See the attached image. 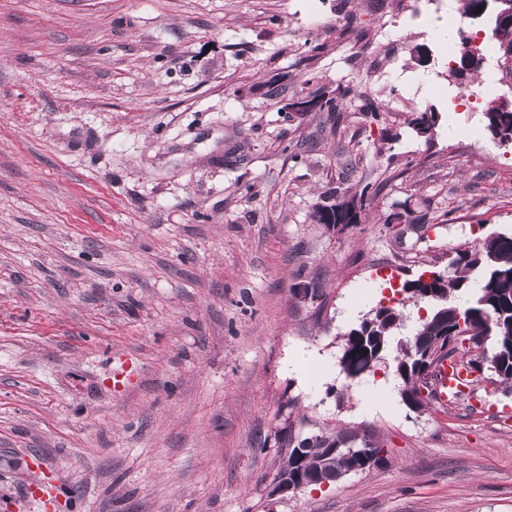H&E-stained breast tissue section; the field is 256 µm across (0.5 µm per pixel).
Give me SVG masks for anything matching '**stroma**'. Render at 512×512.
<instances>
[{"label": "stroma", "mask_w": 512, "mask_h": 512, "mask_svg": "<svg viewBox=\"0 0 512 512\" xmlns=\"http://www.w3.org/2000/svg\"><path fill=\"white\" fill-rule=\"evenodd\" d=\"M457 8L0 0V512H512V393L386 409L393 359L339 366L380 282L512 230V145H472L512 78L493 50L461 101L432 36ZM350 13L365 38L337 32ZM339 87L383 105L342 113L343 156L325 113L284 109ZM427 107L429 143L407 128ZM347 186L362 223H314ZM288 422L372 435L388 461L273 494Z\"/></svg>", "instance_id": "stroma-1"}]
</instances>
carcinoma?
<instances>
[{
	"instance_id": "carcinoma-1",
	"label": "carcinoma",
	"mask_w": 512,
	"mask_h": 512,
	"mask_svg": "<svg viewBox=\"0 0 512 512\" xmlns=\"http://www.w3.org/2000/svg\"><path fill=\"white\" fill-rule=\"evenodd\" d=\"M488 40L502 51L506 75L512 77V22L494 21ZM486 43H463L459 54L448 61L449 75L465 80L479 73L483 66ZM356 99L348 88L338 87L318 98L315 111L327 113L330 134L339 135L336 113L346 102ZM484 127L500 144H512V104L490 103L482 112ZM440 121V113L432 108L411 114L408 127L414 135L426 142L433 140ZM357 193L348 187L336 190L315 205L311 219L316 224H330L331 214L340 219L346 216V201H355ZM439 279L426 285L421 278L407 279L400 289L403 298L398 305L379 304L370 310L344 339L339 364L345 377L351 381L373 368L374 363L395 351L396 373L402 381L401 398L409 408L423 409L436 400L434 390L429 398H422V384L416 377V368L431 359L437 368L445 358L438 355V337L443 332L456 331L466 336L481 349L485 362V376L475 374L472 360H464L459 346L448 347V359L456 360L470 374L473 382L482 380L509 387L512 385V233H490L479 247L458 248L448 261V269L438 272ZM412 303L429 304V313L420 318L410 334L393 342L394 332L404 326V306ZM278 444L287 449L278 476L293 481L330 472L344 476L366 470L367 456L359 453H341L347 445L376 448L378 444L367 434H346L320 427L310 436L300 438L292 430L279 431ZM338 452H332V449Z\"/></svg>"
}]
</instances>
